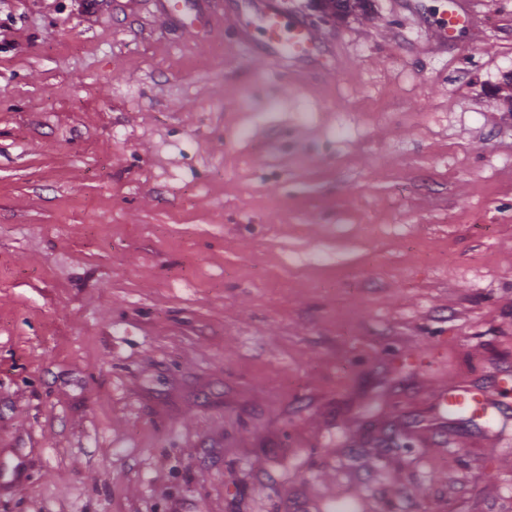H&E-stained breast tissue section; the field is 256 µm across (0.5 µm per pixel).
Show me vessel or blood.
<instances>
[{"instance_id":"b4317fda","label":"vessel or blood","mask_w":512,"mask_h":512,"mask_svg":"<svg viewBox=\"0 0 512 512\" xmlns=\"http://www.w3.org/2000/svg\"><path fill=\"white\" fill-rule=\"evenodd\" d=\"M262 3L258 11V30L270 58L296 61L312 57L322 43L318 31L289 12L281 0H262ZM451 3L447 25L429 29L431 40L439 45L448 44L457 28L470 26L474 22L473 15L464 8L463 0H451ZM439 399L452 413L472 408L479 410L488 404L487 399L467 387L448 388L440 393Z\"/></svg>"}]
</instances>
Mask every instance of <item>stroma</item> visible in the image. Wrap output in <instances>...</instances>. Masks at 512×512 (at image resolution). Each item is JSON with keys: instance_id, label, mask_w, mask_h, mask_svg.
<instances>
[{"instance_id": "obj_1", "label": "stroma", "mask_w": 512, "mask_h": 512, "mask_svg": "<svg viewBox=\"0 0 512 512\" xmlns=\"http://www.w3.org/2000/svg\"><path fill=\"white\" fill-rule=\"evenodd\" d=\"M258 3L0 0V512H512V0ZM281 0H262L257 11L262 41L274 61L311 58L322 44L321 35L307 22L289 12ZM322 11H328L333 17L342 18L350 14H367L369 0H317ZM463 0H451L448 3L453 5V8L448 11V26H430V38L438 45H447L453 38L454 32L458 27H469L474 22V17L469 10L464 8ZM490 395L486 399L476 391L467 387H451L440 393L439 399L448 407V412L457 413L470 410L484 409L489 403Z\"/></svg>"}]
</instances>
